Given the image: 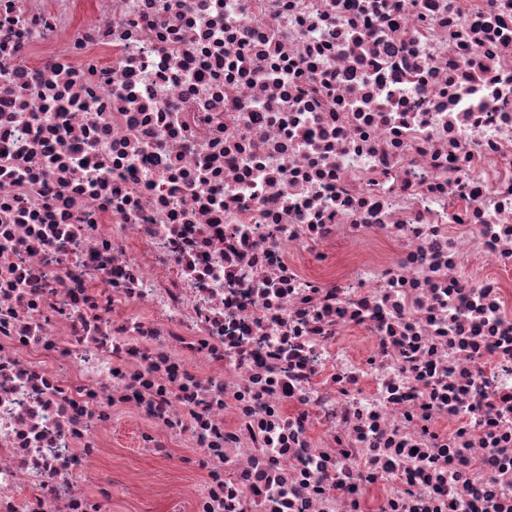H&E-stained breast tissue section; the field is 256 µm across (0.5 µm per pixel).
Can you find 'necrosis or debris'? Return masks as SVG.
<instances>
[{"label":"necrosis or debris","mask_w":512,"mask_h":512,"mask_svg":"<svg viewBox=\"0 0 512 512\" xmlns=\"http://www.w3.org/2000/svg\"><path fill=\"white\" fill-rule=\"evenodd\" d=\"M121 483L512 512V0H0V512Z\"/></svg>","instance_id":"obj_1"}]
</instances>
